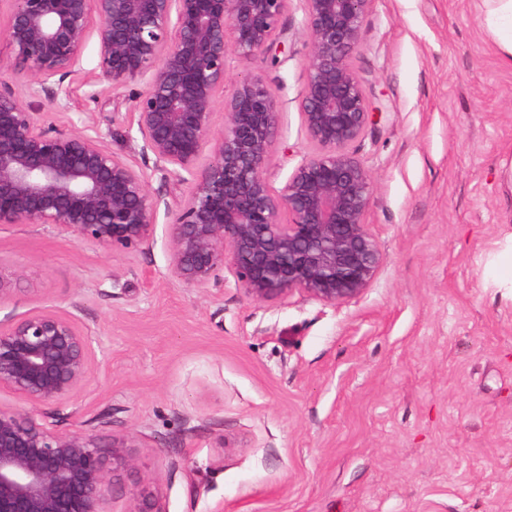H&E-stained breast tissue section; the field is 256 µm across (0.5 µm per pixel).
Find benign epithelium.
I'll use <instances>...</instances> for the list:
<instances>
[{
	"instance_id": "benign-epithelium-1",
	"label": "benign epithelium",
	"mask_w": 512,
	"mask_h": 512,
	"mask_svg": "<svg viewBox=\"0 0 512 512\" xmlns=\"http://www.w3.org/2000/svg\"><path fill=\"white\" fill-rule=\"evenodd\" d=\"M5 36L15 77L0 78V224H38L110 252L154 243L161 197L99 133L46 122L16 91L51 102L91 35L97 78L118 91L143 76L129 129L153 156L163 184L191 186L165 243L174 278L189 288L224 287L232 268L245 297L298 292L342 304L375 280L385 256L366 223L372 186L350 147L373 123L350 64L372 0H303L310 42L301 117L314 151L272 192L267 164L280 108L260 72L224 102L213 127L228 58L252 61L276 44L288 0H8ZM212 158L200 163L207 144ZM97 337L54 306L0 320V512H165L154 479L140 472L135 439L104 444L83 430L60 432L38 414L67 406L95 363ZM124 490L125 507L117 511Z\"/></svg>"
}]
</instances>
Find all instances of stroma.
Returning <instances> with one entry per match:
<instances>
[{
    "instance_id": "stroma-1",
    "label": "stroma",
    "mask_w": 512,
    "mask_h": 512,
    "mask_svg": "<svg viewBox=\"0 0 512 512\" xmlns=\"http://www.w3.org/2000/svg\"><path fill=\"white\" fill-rule=\"evenodd\" d=\"M303 22L290 0L284 50L230 60L220 92L263 73L281 109L275 191L312 150ZM351 66L382 110L352 146L385 254L356 300L257 302L229 270L223 287H187L169 271L162 208L148 249L0 226V267L21 272L0 320L52 305L99 338L87 384L42 416L63 432L132 435L166 512H512V288L497 275L512 249L497 174L512 158V67L473 0H372ZM96 67L92 38L81 77L41 112L92 126L158 185L129 129L146 79L102 93L86 81Z\"/></svg>"
}]
</instances>
